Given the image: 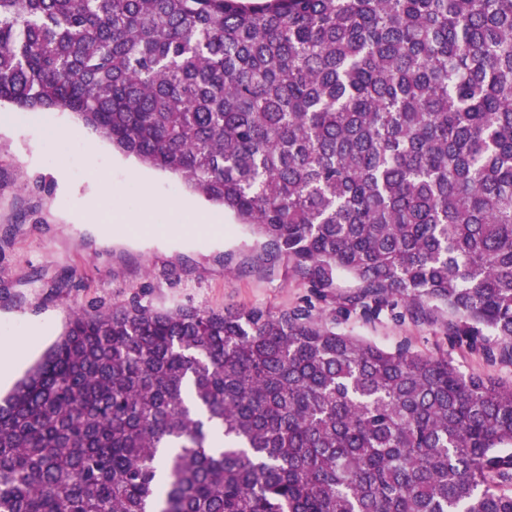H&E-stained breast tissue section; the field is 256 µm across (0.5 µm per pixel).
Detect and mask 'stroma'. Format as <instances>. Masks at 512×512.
I'll return each mask as SVG.
<instances>
[{
	"mask_svg": "<svg viewBox=\"0 0 512 512\" xmlns=\"http://www.w3.org/2000/svg\"><path fill=\"white\" fill-rule=\"evenodd\" d=\"M58 165L68 173L64 191L54 176ZM138 178L153 191L152 231L123 220L137 201ZM101 183L116 193L90 228L84 205ZM172 198L204 213L214 208L177 175L116 151L70 112L0 109V339L18 343L29 326L44 328L37 345L22 350L13 379L58 339L74 311L135 300L159 310L306 309L382 348L440 351L464 375L512 383V357L496 338L457 341L447 335L441 309L416 318L398 303L365 313L349 306L357 284L345 274L320 296L287 263L263 262L257 236L232 215L224 217L223 234L213 235L206 223H182L167 206Z\"/></svg>",
	"mask_w": 512,
	"mask_h": 512,
	"instance_id": "1",
	"label": "stroma"
}]
</instances>
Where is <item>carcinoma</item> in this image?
Masks as SVG:
<instances>
[{"mask_svg": "<svg viewBox=\"0 0 512 512\" xmlns=\"http://www.w3.org/2000/svg\"><path fill=\"white\" fill-rule=\"evenodd\" d=\"M2 104L512 356V0H0ZM0 512H512V384L304 309H81L0 398Z\"/></svg>", "mask_w": 512, "mask_h": 512, "instance_id": "1", "label": "carcinoma"}]
</instances>
